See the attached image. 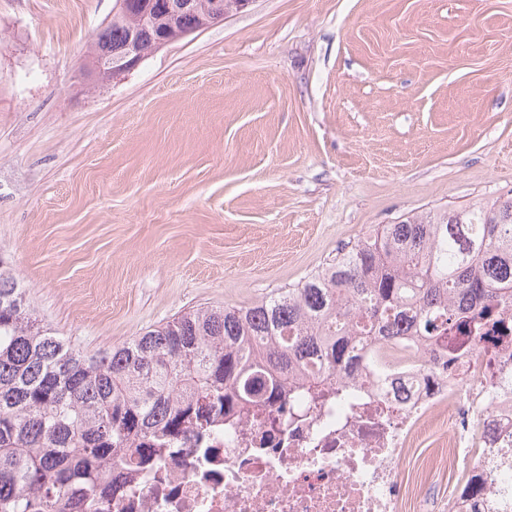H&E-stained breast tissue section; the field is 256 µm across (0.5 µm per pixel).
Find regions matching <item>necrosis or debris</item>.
Here are the masks:
<instances>
[{"mask_svg":"<svg viewBox=\"0 0 512 512\" xmlns=\"http://www.w3.org/2000/svg\"><path fill=\"white\" fill-rule=\"evenodd\" d=\"M506 338L453 359L404 329L371 348L351 400L268 431L262 419L177 446L157 473L121 472L125 493L68 501L60 512H402L420 483L464 475L424 512H512V320ZM432 443L418 482L401 478L415 439Z\"/></svg>","mask_w":512,"mask_h":512,"instance_id":"obj_1","label":"necrosis or debris"}]
</instances>
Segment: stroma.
<instances>
[{"instance_id": "obj_1", "label": "stroma", "mask_w": 512, "mask_h": 512, "mask_svg": "<svg viewBox=\"0 0 512 512\" xmlns=\"http://www.w3.org/2000/svg\"><path fill=\"white\" fill-rule=\"evenodd\" d=\"M116 0H0V259L94 353L512 193V0H252L124 77Z\"/></svg>"}]
</instances>
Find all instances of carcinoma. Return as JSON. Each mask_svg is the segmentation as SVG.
<instances>
[{
  "mask_svg": "<svg viewBox=\"0 0 512 512\" xmlns=\"http://www.w3.org/2000/svg\"><path fill=\"white\" fill-rule=\"evenodd\" d=\"M125 21L95 44L117 50ZM512 305V195L385 224L293 288L249 307L185 312L108 351L41 327L0 259V512L95 498L116 467L158 465L181 440L349 395L361 343L404 321L442 348L448 332L505 331Z\"/></svg>",
  "mask_w": 512,
  "mask_h": 512,
  "instance_id": "1",
  "label": "carcinoma"
}]
</instances>
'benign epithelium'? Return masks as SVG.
<instances>
[{
	"label": "benign epithelium",
	"instance_id": "1",
	"mask_svg": "<svg viewBox=\"0 0 512 512\" xmlns=\"http://www.w3.org/2000/svg\"><path fill=\"white\" fill-rule=\"evenodd\" d=\"M253 0H220L212 2L204 7L198 0H169L168 14L175 19L186 11L199 13V28L204 29L220 22L230 15L240 12L248 7ZM130 0H117L116 13L134 20L135 25L130 29V34L125 45L117 51L97 50L89 55V63L81 73L82 79L94 83L119 79L134 70L145 58L149 50H157L164 45L180 40L191 31L171 22L162 28L160 34L148 45L144 44L140 35L141 30L155 23L151 11V0H138L137 8L129 9Z\"/></svg>",
	"mask_w": 512,
	"mask_h": 512
}]
</instances>
